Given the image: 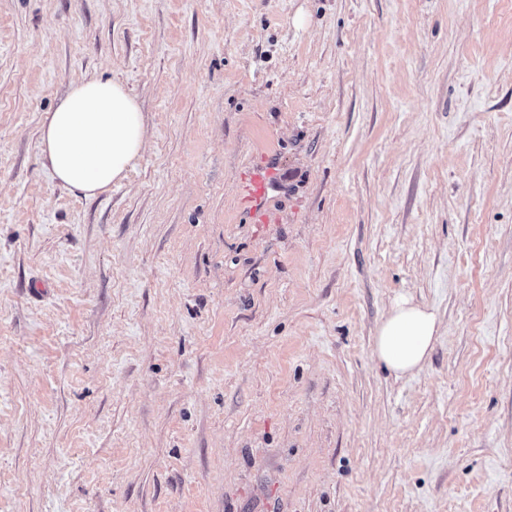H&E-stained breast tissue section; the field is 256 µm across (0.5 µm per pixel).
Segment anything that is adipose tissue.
<instances>
[{
    "label": "adipose tissue",
    "mask_w": 512,
    "mask_h": 512,
    "mask_svg": "<svg viewBox=\"0 0 512 512\" xmlns=\"http://www.w3.org/2000/svg\"><path fill=\"white\" fill-rule=\"evenodd\" d=\"M40 147L59 185L86 197L109 191L144 154V121L135 96L110 79L73 84L48 113ZM438 330L433 309L400 297L376 328L374 355L395 375L414 374Z\"/></svg>",
    "instance_id": "adipose-tissue-1"
}]
</instances>
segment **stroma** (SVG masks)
<instances>
[{
	"label": "stroma",
	"mask_w": 512,
	"mask_h": 512,
	"mask_svg": "<svg viewBox=\"0 0 512 512\" xmlns=\"http://www.w3.org/2000/svg\"><path fill=\"white\" fill-rule=\"evenodd\" d=\"M94 77L147 145L86 198ZM0 512H512V0H0ZM41 152L53 179L85 197L107 192L142 159L139 105L121 83L93 78L73 84L43 122ZM272 175L273 169L270 167L253 173L240 189V198L244 209L249 212L251 217L258 218L264 223L269 190L274 186L271 180ZM438 330L433 309L402 296L376 328L374 356L396 376L412 375L424 366Z\"/></svg>",
	"instance_id": "obj_1"
}]
</instances>
